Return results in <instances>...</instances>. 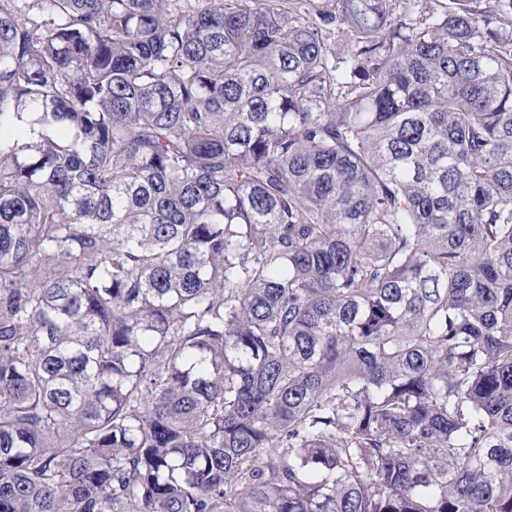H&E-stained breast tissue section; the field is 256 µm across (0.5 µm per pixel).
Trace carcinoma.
Here are the masks:
<instances>
[{"label":"carcinoma","mask_w":512,"mask_h":512,"mask_svg":"<svg viewBox=\"0 0 512 512\" xmlns=\"http://www.w3.org/2000/svg\"><path fill=\"white\" fill-rule=\"evenodd\" d=\"M393 2L0 0V512H512V0Z\"/></svg>","instance_id":"1"}]
</instances>
